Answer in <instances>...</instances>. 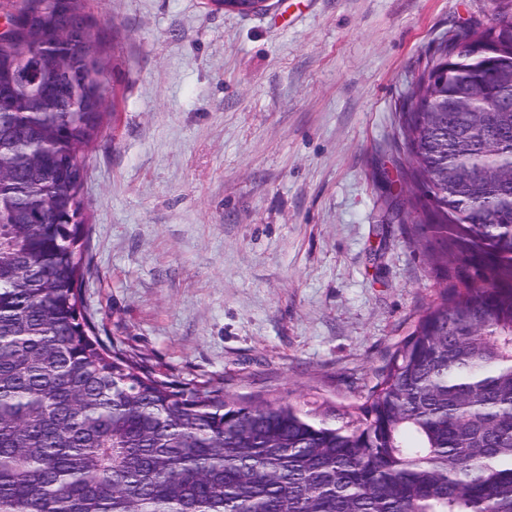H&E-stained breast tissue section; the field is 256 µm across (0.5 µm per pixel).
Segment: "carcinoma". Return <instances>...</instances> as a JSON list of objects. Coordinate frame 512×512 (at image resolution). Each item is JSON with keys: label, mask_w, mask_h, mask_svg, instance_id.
I'll return each instance as SVG.
<instances>
[{"label": "carcinoma", "mask_w": 512, "mask_h": 512, "mask_svg": "<svg viewBox=\"0 0 512 512\" xmlns=\"http://www.w3.org/2000/svg\"><path fill=\"white\" fill-rule=\"evenodd\" d=\"M87 0H3L0 512H512V0L429 50L404 95L397 209L454 281L359 404L302 411L158 377L87 315L80 149L111 110ZM224 10L263 12L259 0Z\"/></svg>", "instance_id": "obj_1"}]
</instances>
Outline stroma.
I'll use <instances>...</instances> for the list:
<instances>
[{
  "label": "stroma",
  "instance_id": "stroma-1",
  "mask_svg": "<svg viewBox=\"0 0 512 512\" xmlns=\"http://www.w3.org/2000/svg\"><path fill=\"white\" fill-rule=\"evenodd\" d=\"M118 112L81 153L99 337L247 400L354 404L442 290L396 108L496 0H90Z\"/></svg>",
  "mask_w": 512,
  "mask_h": 512
}]
</instances>
